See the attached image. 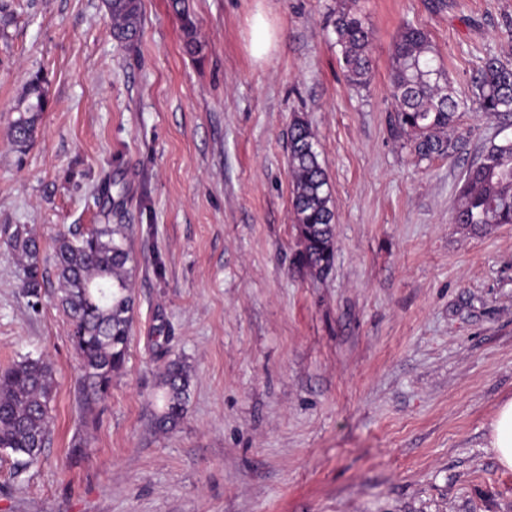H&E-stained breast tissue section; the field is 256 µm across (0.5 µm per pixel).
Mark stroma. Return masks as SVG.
Instances as JSON below:
<instances>
[{"mask_svg":"<svg viewBox=\"0 0 512 512\" xmlns=\"http://www.w3.org/2000/svg\"><path fill=\"white\" fill-rule=\"evenodd\" d=\"M134 44L105 0H0V369L53 368L50 443L0 512H512L489 443L512 399V224L453 221L467 167L512 124L479 112L487 59L512 67V0H356L373 39L367 87L339 63V0H140ZM263 6L279 30L248 50ZM197 29L184 47L183 19ZM428 30L468 105L452 155L418 158L391 126L396 35ZM48 104L8 138L29 81ZM315 135L336 213L331 270L303 268L288 140ZM93 224L131 227L135 306L105 401L82 389L54 268L22 288L14 231L42 258ZM192 373L162 431L160 374ZM279 35L267 16L258 11L250 22V54L258 61L265 60L276 47Z\"/></svg>","mask_w":512,"mask_h":512,"instance_id":"obj_1","label":"stroma"}]
</instances>
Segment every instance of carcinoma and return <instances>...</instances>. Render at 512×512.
<instances>
[{
	"mask_svg": "<svg viewBox=\"0 0 512 512\" xmlns=\"http://www.w3.org/2000/svg\"><path fill=\"white\" fill-rule=\"evenodd\" d=\"M113 34L136 37L140 0H105ZM336 44L348 81L367 85L372 62V32L355 9V0H342L336 14ZM394 130L421 158L449 154L455 149L447 132L460 109L448 85L429 34L410 24L398 33L391 75ZM477 109L488 115L512 117V68L489 60L476 82ZM19 116L10 127L11 140L29 143L47 90L32 80L22 99ZM292 175V208L299 236V259L318 275L332 266L336 248L335 211L329 180L309 123L294 119L288 144ZM455 223L475 232L512 224V139L485 147L466 171L454 208ZM128 224H96L88 231L71 230L56 239L52 264L59 283L60 304L71 324V340L83 360L86 398L106 399L112 373L120 370L128 352L133 313V288L127 264L132 261ZM6 244L24 261L23 288L38 298L44 287L40 246L21 231ZM191 370L173 361L160 375V430L174 426L186 412ZM53 397L52 367L41 357L24 356L0 371V450L14 457L23 470L37 463L49 441V411Z\"/></svg>",
	"mask_w": 512,
	"mask_h": 512,
	"instance_id": "1",
	"label": "carcinoma"
}]
</instances>
